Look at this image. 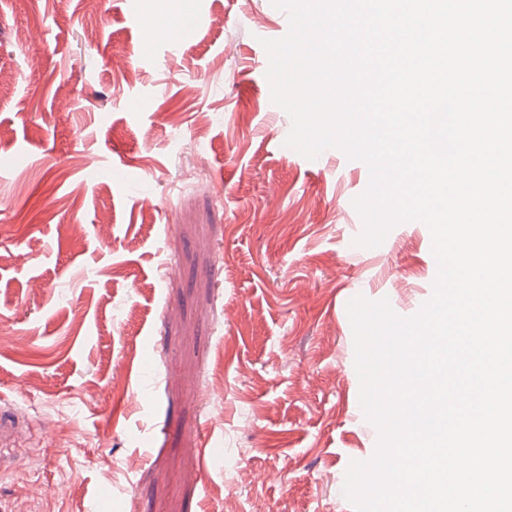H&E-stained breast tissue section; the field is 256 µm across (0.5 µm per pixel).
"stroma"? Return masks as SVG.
I'll return each mask as SVG.
<instances>
[{"label":"stroma","instance_id":"1","mask_svg":"<svg viewBox=\"0 0 512 512\" xmlns=\"http://www.w3.org/2000/svg\"><path fill=\"white\" fill-rule=\"evenodd\" d=\"M183 3L0 0V393L26 419L0 512H354L379 433L347 304L410 310L430 231L359 245L365 163L279 149L271 0H194L193 41H149Z\"/></svg>","mask_w":512,"mask_h":512}]
</instances>
